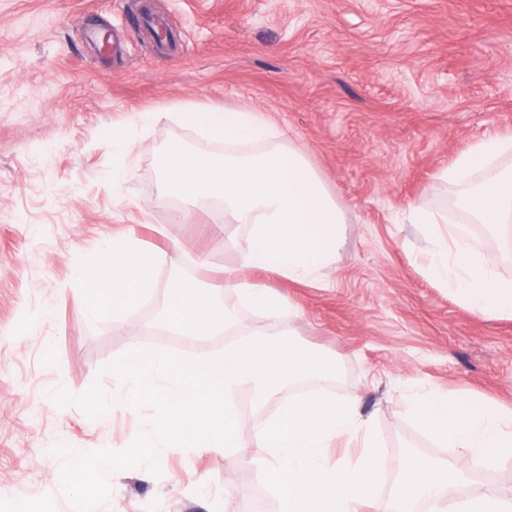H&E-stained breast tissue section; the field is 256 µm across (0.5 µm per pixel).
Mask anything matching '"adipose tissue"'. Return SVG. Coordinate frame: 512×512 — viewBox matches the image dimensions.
Wrapping results in <instances>:
<instances>
[{
	"label": "adipose tissue",
	"mask_w": 512,
	"mask_h": 512,
	"mask_svg": "<svg viewBox=\"0 0 512 512\" xmlns=\"http://www.w3.org/2000/svg\"><path fill=\"white\" fill-rule=\"evenodd\" d=\"M512 151V140L488 136L457 156L441 171L442 180L458 189L457 206L477 223L492 229L512 224V173L472 186L474 172ZM411 223L425 232L428 277L448 288L455 299L488 318L512 317V278L485 265L476 247L463 235L443 229L436 215L410 212ZM112 263L111 292L93 293L88 283L104 261ZM156 252L141 247L133 234L105 238L95 258L72 273L76 299L92 318L115 326L127 323L156 286Z\"/></svg>",
	"instance_id": "1"
}]
</instances>
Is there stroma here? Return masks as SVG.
Instances as JSON below:
<instances>
[{"instance_id": "obj_1", "label": "stroma", "mask_w": 512, "mask_h": 512, "mask_svg": "<svg viewBox=\"0 0 512 512\" xmlns=\"http://www.w3.org/2000/svg\"><path fill=\"white\" fill-rule=\"evenodd\" d=\"M176 35L157 47L131 0H0V512H53L59 444L121 450L131 415L108 427L50 391L85 392L102 367L157 339L173 268L169 239L213 266L240 260L249 227L213 224L205 204L171 198L159 148L219 154L180 119L214 106L252 109L278 124L343 210L341 246L318 286L256 271L253 282L298 308L279 328L335 359L326 385L373 417L387 486L412 456L455 460L407 417L408 380L438 397L512 407V319L459 303L425 272L411 209L440 214L485 263L512 277V233L457 209L441 171L487 135L512 138V0H149ZM107 29L118 53L101 55ZM154 113L128 153L112 133ZM127 194L113 192V166ZM189 221H175L177 211ZM167 236H160L158 227ZM131 233L160 252L151 306L129 325L88 326L71 273L102 238ZM39 315L29 331V314ZM244 415L231 455L171 454L112 473V512H273L247 462L254 425L279 402ZM465 491L512 496V462L466 466Z\"/></svg>"}]
</instances>
